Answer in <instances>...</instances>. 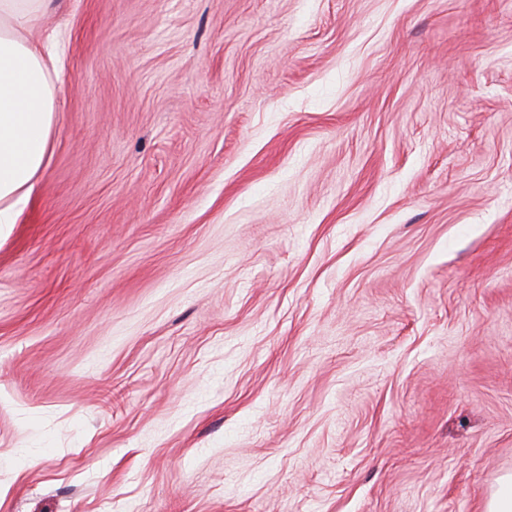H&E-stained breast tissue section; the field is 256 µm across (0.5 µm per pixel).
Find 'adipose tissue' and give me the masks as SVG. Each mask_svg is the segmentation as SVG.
Masks as SVG:
<instances>
[{"instance_id": "obj_1", "label": "adipose tissue", "mask_w": 512, "mask_h": 512, "mask_svg": "<svg viewBox=\"0 0 512 512\" xmlns=\"http://www.w3.org/2000/svg\"><path fill=\"white\" fill-rule=\"evenodd\" d=\"M51 0H0V228L17 223L43 176L58 92L35 37Z\"/></svg>"}]
</instances>
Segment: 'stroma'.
Instances as JSON below:
<instances>
[{
  "instance_id": "35a3bbf8",
  "label": "stroma",
  "mask_w": 512,
  "mask_h": 512,
  "mask_svg": "<svg viewBox=\"0 0 512 512\" xmlns=\"http://www.w3.org/2000/svg\"><path fill=\"white\" fill-rule=\"evenodd\" d=\"M0 239V512H482L512 474V0H55Z\"/></svg>"
}]
</instances>
